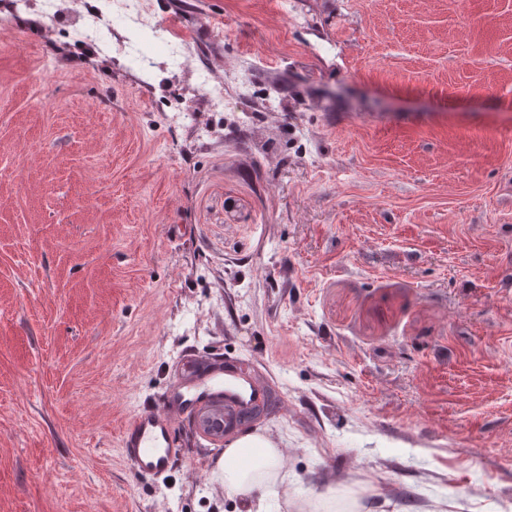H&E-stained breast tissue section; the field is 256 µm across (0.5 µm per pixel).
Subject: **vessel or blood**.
Segmentation results:
<instances>
[{"label":"vessel or blood","instance_id":"1","mask_svg":"<svg viewBox=\"0 0 512 512\" xmlns=\"http://www.w3.org/2000/svg\"><path fill=\"white\" fill-rule=\"evenodd\" d=\"M267 400L265 384L240 367L220 361L183 366L175 392L162 407L141 411L124 429L123 453L138 473L163 478L177 454L171 436L176 418L194 416L216 404L223 406L224 421L230 424L245 412L263 407Z\"/></svg>","mask_w":512,"mask_h":512}]
</instances>
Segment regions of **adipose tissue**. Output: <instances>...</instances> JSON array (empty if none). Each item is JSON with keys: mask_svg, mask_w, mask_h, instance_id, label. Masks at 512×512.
I'll return each mask as SVG.
<instances>
[{"mask_svg": "<svg viewBox=\"0 0 512 512\" xmlns=\"http://www.w3.org/2000/svg\"><path fill=\"white\" fill-rule=\"evenodd\" d=\"M283 468L282 454L267 439L244 436L224 452V493L240 503V512H272Z\"/></svg>", "mask_w": 512, "mask_h": 512, "instance_id": "ef3b65f1", "label": "adipose tissue"}]
</instances>
